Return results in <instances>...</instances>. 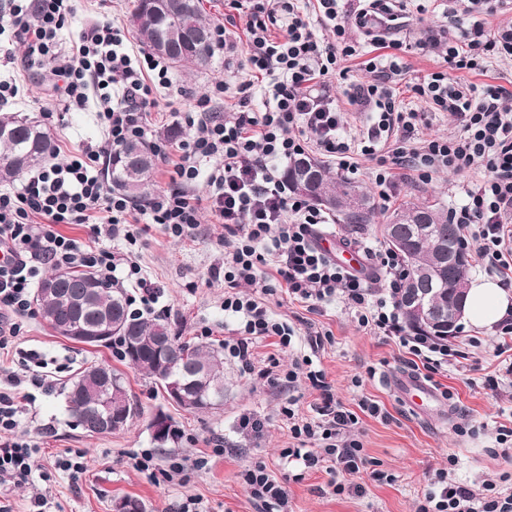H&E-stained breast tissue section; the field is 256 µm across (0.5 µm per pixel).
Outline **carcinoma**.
Instances as JSON below:
<instances>
[{
    "mask_svg": "<svg viewBox=\"0 0 512 512\" xmlns=\"http://www.w3.org/2000/svg\"><path fill=\"white\" fill-rule=\"evenodd\" d=\"M184 10L172 8V0H135L130 15V23L140 41L150 49L163 42L169 45L163 57L175 68L202 66L212 57V26L202 12L199 0H188ZM0 179L16 180L26 173L41 167L54 156V145L49 131L42 125L26 118L0 116ZM155 166V155L146 141H131L112 151L107 164L112 190L126 195L132 200L143 197L149 185ZM283 178L293 191L304 195L319 205L330 207L339 213L348 224H367L372 218L373 205L353 208L348 201L359 194L356 186L331 177L327 167L320 161L302 156L288 163ZM410 216L407 223L389 231L383 227L385 243H390L391 235H399L405 241V249L396 251L406 269V282L399 303L404 308L407 327L412 332L429 336L446 337L454 329L448 328V302L455 294L458 283L467 281L468 267H460L448 262V248L460 246L457 225L448 222V212L436 203L402 205L392 216ZM420 267L431 270L430 277L420 287L432 289L431 299L441 308V313L427 321L417 319L405 310V296L414 287L416 271ZM59 278L58 297L52 299L34 298L40 317L48 322L71 323L81 328L82 335L87 330L101 324L107 316L121 319L128 326L131 336H159L172 334L167 318L142 319L130 316L125 293L107 287L89 271L56 270L50 274ZM95 289V297L89 305H76L74 300L81 298L88 288ZM123 344L122 357L134 368L152 377V368L157 353L149 347L130 354L127 338L117 336ZM168 360L185 370L184 376L190 382L194 395L204 397L203 388L193 382L189 362L207 363L219 382H224V366L220 351L211 344L180 340L173 337V347ZM96 370L92 364L82 370L70 383L67 395L68 411L77 418L91 417L98 408V398L93 394H76L80 379Z\"/></svg>",
    "mask_w": 512,
    "mask_h": 512,
    "instance_id": "carcinoma-1",
    "label": "carcinoma"
}]
</instances>
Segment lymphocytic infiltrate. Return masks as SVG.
Returning a JSON list of instances; mask_svg holds the SVG:
<instances>
[{
	"instance_id": "f902f5d3",
	"label": "lymphocytic infiltrate",
	"mask_w": 512,
	"mask_h": 512,
	"mask_svg": "<svg viewBox=\"0 0 512 512\" xmlns=\"http://www.w3.org/2000/svg\"><path fill=\"white\" fill-rule=\"evenodd\" d=\"M507 0H448L446 24L422 29L415 41L423 54L443 57L447 71L429 74L400 99L402 43L385 32L406 29L405 10L392 0H224L245 18L242 32L219 26L216 49L238 62L245 78L221 81L198 96L180 120L194 137L173 142L154 136L152 111L172 86L165 59L148 52L132 57L124 27L102 21L85 29L71 50L60 34L76 11V0H0V61L48 76L64 110L95 103L100 137L70 152L65 161L41 168L19 184L0 186V244L11 262L0 263V349L17 337L19 317L30 314V295L45 268H83L113 288H142V307L154 300L137 257L106 247L92 249L58 232L61 224H86L94 237L132 238L136 224H158L173 239L189 237L201 212L224 227V310L236 323L224 354L245 372H258L270 386L286 388L306 377L319 390L315 417L281 409L295 441L282 453L305 470L328 475L359 472L362 446L354 432L358 412L336 401L323 370L310 357L285 370H256L253 348L274 338L288 347L295 334L288 322L271 317L265 303L274 285L312 307L343 304L359 326L397 338L428 374L447 369L458 353L445 339L406 332L398 307L404 269L392 251L379 253L384 295L336 263L319 244L326 212L296 194L278 175L282 164L313 150L346 173L364 156L376 165L381 200L395 186L394 169L411 168L420 180L448 169L476 168L484 177L466 188L467 202L448 212L476 245L486 271L512 285V106L493 84L458 79L461 71L487 73L492 63L512 59V21L489 26L486 18ZM472 16L463 25L461 15ZM373 32L375 56L363 63L365 82L353 85L349 101L364 112L352 131L330 94L333 78L347 79V58L358 55L352 27ZM258 89L262 111L247 110V95ZM239 99L238 111L224 102ZM426 101L448 113L454 135L423 138L426 116L414 106ZM151 139L157 159L172 167L168 188L141 203L113 192L104 166L114 149L135 139ZM21 407L0 391V491L31 486L39 470L38 450L19 435ZM240 479L260 512H289L288 489L264 462L256 461ZM417 512H512V488L485 482L469 487L437 470Z\"/></svg>"
}]
</instances>
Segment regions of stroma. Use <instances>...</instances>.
<instances>
[{"instance_id": "1", "label": "stroma", "mask_w": 512, "mask_h": 512, "mask_svg": "<svg viewBox=\"0 0 512 512\" xmlns=\"http://www.w3.org/2000/svg\"><path fill=\"white\" fill-rule=\"evenodd\" d=\"M134 0H79L77 12L64 32L65 40H77L81 31L103 16L128 22ZM222 51H215L203 67L172 69L174 105L183 108L184 93L200 95L228 77ZM27 104L23 116L47 128L61 151L80 142L97 138L100 132L94 110L71 111L55 117L58 101L49 98L43 78L26 75ZM373 164L361 160L357 174L348 178L376 199L373 223L352 225L343 221L324 226V233L361 252H382L386 245L380 226L404 202H438L447 209L461 206L464 189L480 179L479 171H441L428 182L416 173H396L397 190L390 201L378 200L372 175ZM223 231L210 215H203L193 240L178 243L163 229L149 226L136 231L135 242L124 237L112 239L117 251L135 253L158 289L157 315L168 317L174 332L183 339L197 340L202 327L213 331L211 340L220 344L233 338L236 324L225 316L224 281L211 277L214 266L222 264L224 248L218 243ZM266 303L277 318L290 320L297 334L290 347L279 349L265 341L254 349L256 372L246 373L233 362L224 364V404L210 412H191L164 400L158 387L142 373L116 357L108 346H81L57 335L39 315L24 317L16 344L0 351V382L6 376L26 375L27 351L40 355L51 385L49 392L33 390L35 402L22 422V429L40 447V486L52 502V512H112L117 497L141 501L146 512H171L186 497L199 498L208 512H259L238 479V473L251 462L264 461L276 476H289L288 490L293 512H415L429 474L449 468L456 481L478 486L512 474V461L503 457L498 442L502 427H512V386L501 384L494 390L490 381L500 380L505 364L497 349L501 336L491 329L459 326L452 341L463 355V370L448 369L434 375L432 383L445 392L448 412L424 418L406 406L389 385L399 372L413 371L412 357L398 342L372 335L360 327L342 306L320 310L290 301L284 292L267 297ZM323 333L327 341L319 352L321 366L333 386L337 400L359 415L356 432L369 461L361 473L340 475L344 484H361L362 495L334 494L330 477L322 471L302 473L300 465L280 458L293 440L281 419L280 409L294 397L304 414H311L317 394L307 380H299L291 393L278 392L257 374L259 368L277 361L288 368L300 355L309 353L307 338ZM102 362L122 372L132 395L141 406L140 415L126 430L104 436H91L75 423L66 406V389L77 373L92 363ZM380 407L372 416L359 409L361 400ZM172 419L176 438L163 448H155L148 423L155 411ZM261 418V438L239 429L242 415ZM223 439L226 451L215 455L213 442ZM155 449L159 463L173 456L204 457L208 463L193 472L186 484L155 483L131 464L132 456ZM83 453L85 470L71 478L57 467L60 458ZM388 474L386 482L370 478V470Z\"/></svg>"}]
</instances>
